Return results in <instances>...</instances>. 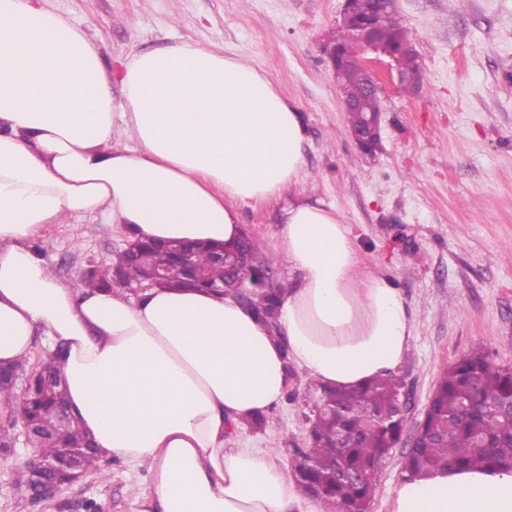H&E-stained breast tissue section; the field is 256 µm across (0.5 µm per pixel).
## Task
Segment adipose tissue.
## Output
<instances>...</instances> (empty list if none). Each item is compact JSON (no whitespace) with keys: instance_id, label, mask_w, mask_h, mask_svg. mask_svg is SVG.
<instances>
[{"instance_id":"ef3b65f1","label":"adipose tissue","mask_w":512,"mask_h":512,"mask_svg":"<svg viewBox=\"0 0 512 512\" xmlns=\"http://www.w3.org/2000/svg\"><path fill=\"white\" fill-rule=\"evenodd\" d=\"M307 143L297 104L240 57L181 42L109 78L46 0H0V363L29 358L39 330L64 346L99 458L147 469L140 512H323L242 421L280 402L287 366L347 390L394 376L411 345L412 304L304 190ZM271 203L292 272L272 328L230 294L61 281L33 245L97 213L133 240L231 243L243 210ZM393 512H512V471L405 481Z\"/></svg>"}]
</instances>
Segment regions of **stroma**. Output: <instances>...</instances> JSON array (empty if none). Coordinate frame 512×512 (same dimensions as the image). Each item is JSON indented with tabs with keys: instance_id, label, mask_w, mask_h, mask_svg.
Wrapping results in <instances>:
<instances>
[{
	"instance_id": "35a3bbf8",
	"label": "stroma",
	"mask_w": 512,
	"mask_h": 512,
	"mask_svg": "<svg viewBox=\"0 0 512 512\" xmlns=\"http://www.w3.org/2000/svg\"><path fill=\"white\" fill-rule=\"evenodd\" d=\"M343 0H49L97 47L106 73L131 53L182 41L245 58L268 71L296 102L310 145L306 188L352 224L369 265L394 278L415 309L416 336L396 378L409 397L407 429L421 418L441 373L480 347L512 367V0H395L418 56L421 87L385 86L381 147L360 153L334 74L321 53L339 28ZM244 229L276 258L274 205L247 210ZM128 239L101 216L46 225L35 245L63 281L110 264ZM296 396L271 409L263 429L243 427L255 448H301L311 393L293 376ZM16 443L0 456V512H138L144 469L106 459L53 497L32 502ZM396 446L376 478L368 512H391L406 475Z\"/></svg>"
}]
</instances>
